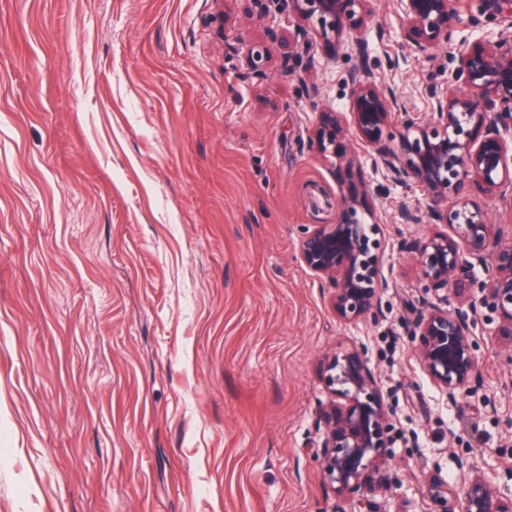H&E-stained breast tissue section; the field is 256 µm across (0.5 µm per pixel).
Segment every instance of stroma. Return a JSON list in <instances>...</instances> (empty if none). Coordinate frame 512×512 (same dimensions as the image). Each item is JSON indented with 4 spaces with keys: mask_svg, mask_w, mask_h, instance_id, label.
Here are the masks:
<instances>
[{
    "mask_svg": "<svg viewBox=\"0 0 512 512\" xmlns=\"http://www.w3.org/2000/svg\"><path fill=\"white\" fill-rule=\"evenodd\" d=\"M371 7L377 81L428 111L447 47L415 56L397 0ZM294 29L257 0H0V512H334L319 366L355 345L393 411L377 512H430L435 463L512 474L498 317L478 308L481 375L448 400L405 332L431 227L400 208L427 201L309 148L348 64L312 39L306 90ZM350 177L384 234L374 323L340 321L298 258Z\"/></svg>",
    "mask_w": 512,
    "mask_h": 512,
    "instance_id": "stroma-1",
    "label": "stroma"
}]
</instances>
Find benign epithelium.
Segmentation results:
<instances>
[{
    "mask_svg": "<svg viewBox=\"0 0 512 512\" xmlns=\"http://www.w3.org/2000/svg\"><path fill=\"white\" fill-rule=\"evenodd\" d=\"M368 2L288 0V6L312 23L334 56L345 39L362 43L372 17ZM399 4L405 42L417 55L448 43L461 24L452 0ZM468 7L498 30L464 45L446 85L430 87V111H413L405 97L375 83L362 53L349 54V110L320 112L309 136L311 149L331 151L351 168L358 155H346L342 142L355 135L374 167L422 189L429 206L403 208L404 221L446 227L415 246L423 288L437 303L417 312L407 336L421 369L450 401L481 374L469 315L477 265L484 275L480 303L498 313V335L509 340L501 356L512 365V242H503L501 227L469 199L474 184L487 194L512 188V0H468ZM341 205L339 222L304 233L299 258L331 284L339 319L375 322L384 287L381 227L373 214L368 224L359 218L369 207L357 189H345ZM320 377L328 392L316 420L321 476L348 512H372V497L396 482L386 453L392 409L361 346L326 356ZM461 469L459 493L439 468L425 473L430 512H512V491L501 488L497 476L470 464Z\"/></svg>",
    "mask_w": 512,
    "mask_h": 512,
    "instance_id": "benign-epithelium-1",
    "label": "benign epithelium"
}]
</instances>
